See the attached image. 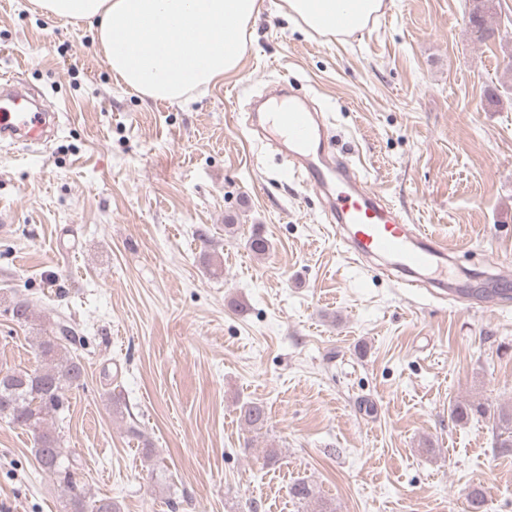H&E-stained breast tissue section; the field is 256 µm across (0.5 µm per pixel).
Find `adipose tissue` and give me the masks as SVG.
Segmentation results:
<instances>
[{"label": "adipose tissue", "instance_id": "adipose-tissue-1", "mask_svg": "<svg viewBox=\"0 0 512 512\" xmlns=\"http://www.w3.org/2000/svg\"><path fill=\"white\" fill-rule=\"evenodd\" d=\"M383 0H283L317 33L364 28ZM47 16L88 25L113 77L146 98L187 100L238 69L259 0H36Z\"/></svg>", "mask_w": 512, "mask_h": 512}]
</instances>
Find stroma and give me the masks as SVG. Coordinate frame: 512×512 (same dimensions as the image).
Instances as JSON below:
<instances>
[{
	"label": "stroma",
	"instance_id": "1",
	"mask_svg": "<svg viewBox=\"0 0 512 512\" xmlns=\"http://www.w3.org/2000/svg\"><path fill=\"white\" fill-rule=\"evenodd\" d=\"M384 2L331 38L262 0L239 68L170 104L116 82L87 25L0 0V73L62 114L48 144H0V370L35 368L43 332L81 337L64 433L94 498L297 512L305 479L336 512H467L474 488L512 512V452L450 417L457 400L512 406V299L481 292L512 270V0L483 42L465 0ZM279 84L321 108L338 160L447 241L448 290L351 262L316 191L246 127ZM246 401L267 408L256 438ZM34 448L0 421V512H64Z\"/></svg>",
	"mask_w": 512,
	"mask_h": 512
}]
</instances>
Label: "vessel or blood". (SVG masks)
Returning <instances> with one entry per match:
<instances>
[{"instance_id": "vessel-or-blood-1", "label": "vessel or blood", "mask_w": 512, "mask_h": 512, "mask_svg": "<svg viewBox=\"0 0 512 512\" xmlns=\"http://www.w3.org/2000/svg\"><path fill=\"white\" fill-rule=\"evenodd\" d=\"M279 133L288 145L296 174L323 193L328 201L327 221L336 237L357 258H393L404 276L402 287L416 288L428 274L437 287H446L441 274L448 268V247L442 240L407 224L399 210L357 179L348 165L326 148L323 120L309 106H290L275 113ZM59 122L58 112L34 107L28 91L15 77H0V141L37 144L49 141Z\"/></svg>"}]
</instances>
